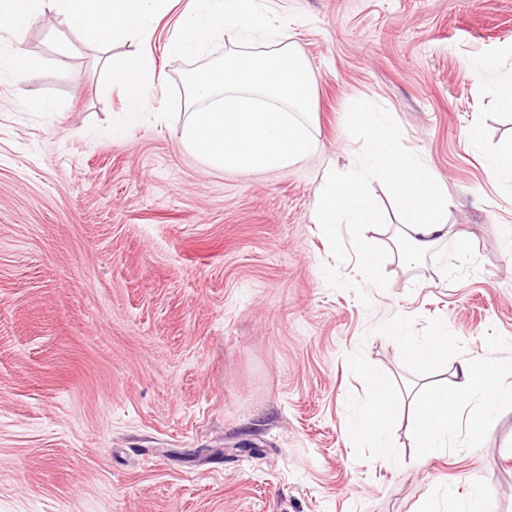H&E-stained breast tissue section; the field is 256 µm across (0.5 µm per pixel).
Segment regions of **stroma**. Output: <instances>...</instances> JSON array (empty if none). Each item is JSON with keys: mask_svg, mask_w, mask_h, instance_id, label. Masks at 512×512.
Segmentation results:
<instances>
[{"mask_svg": "<svg viewBox=\"0 0 512 512\" xmlns=\"http://www.w3.org/2000/svg\"><path fill=\"white\" fill-rule=\"evenodd\" d=\"M187 4L104 51L54 13L0 31V512H463L476 495L512 512V403L478 446L464 425L444 449L406 428L460 363L512 386V189L486 173L512 108L469 71L512 74V0H271L315 75L318 145L265 172L178 141L187 64L166 44ZM18 46L41 72L18 78ZM144 51L172 119L113 136L102 58ZM353 103L388 112L448 190L450 239L407 263L393 189L372 182L376 288L346 225L314 214L367 137ZM394 319L447 328V360L421 372L382 332ZM372 372L396 392L386 463L347 432Z\"/></svg>", "mask_w": 512, "mask_h": 512, "instance_id": "1", "label": "stroma"}]
</instances>
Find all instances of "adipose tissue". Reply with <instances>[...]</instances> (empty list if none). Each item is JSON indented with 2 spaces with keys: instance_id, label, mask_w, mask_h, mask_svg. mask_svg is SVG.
<instances>
[{
  "instance_id": "ef3b65f1",
  "label": "adipose tissue",
  "mask_w": 512,
  "mask_h": 512,
  "mask_svg": "<svg viewBox=\"0 0 512 512\" xmlns=\"http://www.w3.org/2000/svg\"><path fill=\"white\" fill-rule=\"evenodd\" d=\"M166 0H0V27L23 33L46 13H63L70 28L89 43L106 45L116 38L136 34L149 38L153 22ZM109 84L125 100V126L140 122L153 111L152 90L165 82V74L149 59L105 58ZM351 126L367 131L368 137L354 153L346 172L330 175L314 202L316 220L321 224H347L361 258L366 281H373L383 255L366 236L370 226L382 223L379 205L368 188L371 178L393 183L400 207V232L416 254H423L448 237V193L436 172L418 157L400 148L401 131L388 113L369 107L352 108ZM388 331L404 339L408 357L423 368L447 356L454 339L447 332L416 339L403 326L389 322ZM453 391H437L416 403L407 427L425 448H444L457 427V408L471 398H480L481 410L472 415L468 432L474 442L485 439L498 407L512 401V389H484L468 365H461ZM372 398L364 414L349 423L354 447L374 449L378 460L388 461L385 431L396 410L393 392L386 378L371 374Z\"/></svg>"
}]
</instances>
